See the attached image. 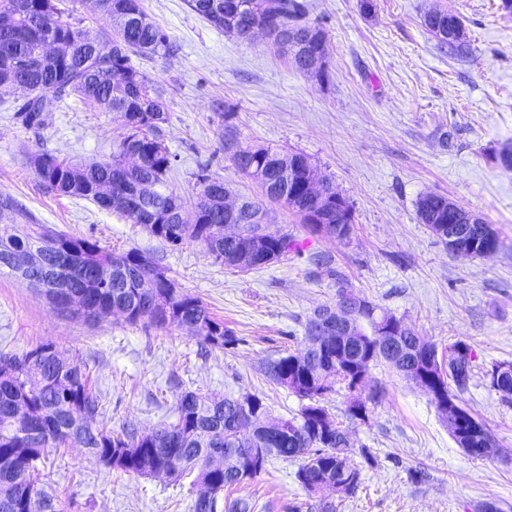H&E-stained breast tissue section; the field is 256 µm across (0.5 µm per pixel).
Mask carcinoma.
<instances>
[{"instance_id":"carcinoma-1","label":"carcinoma","mask_w":512,"mask_h":512,"mask_svg":"<svg viewBox=\"0 0 512 512\" xmlns=\"http://www.w3.org/2000/svg\"><path fill=\"white\" fill-rule=\"evenodd\" d=\"M189 9L214 27L249 41L258 31L284 29L296 36L288 48L293 67L309 72L315 56L328 58L330 53L326 34L303 19L304 5L299 0H187ZM112 12L127 18L126 36L112 42L107 56L96 54L87 33L70 20V15L58 7V0H0V15L12 17L10 29L0 27V88L20 86L31 99L20 106L17 115L28 128L42 129L50 118L44 110L34 108V101L53 97L63 101L76 95L87 106L105 112L124 110L126 122L120 136L118 151L107 161L75 164L65 158L44 153L48 167L36 174L48 190L62 196L87 200L104 208L97 196V187L112 182L117 171L122 179L112 189L111 211L132 224H140L148 232L172 247L186 243L201 245L215 262L229 269L237 268L234 245L224 239V206L213 200L224 190L219 178L199 176L201 190L195 203L200 210L196 224H184L178 211L185 200L169 188L168 178L174 156L159 135V125L166 120L165 103L146 79L130 65V53L154 54L172 51L168 35L148 17L142 0H112ZM448 54L464 58L470 46L464 41L454 44L448 30L461 26L451 12L441 13V21H424ZM52 35L73 46L67 58L48 60L40 52L46 35ZM138 149L144 157L135 168L122 169L124 155ZM224 153L235 169L255 181L261 195L247 198L246 208L239 212L238 221L246 232H267L269 248L275 259L300 251L292 235L271 227L268 203H277L300 217L314 234L329 236L334 224L353 223L352 206L332 208L320 213L315 198L302 193L300 182L309 159L294 153L295 173L292 181L284 183L277 177L276 165L281 163L282 151L268 146H242L226 126ZM137 192L141 207L130 211L120 204L125 192ZM417 216L422 224H445L456 236V242L472 250V256L482 257L500 245V233L495 225L479 218L471 224L464 214L448 211L444 196L426 194L417 202ZM51 237L67 254L66 276L71 293L81 297L85 311L82 317L98 322L112 316V308L128 311L126 322L142 323L158 329L189 327L204 345L226 349L236 346L232 332L224 322L213 317L195 296L177 288L170 278L154 279L142 265L144 255L136 250L116 252L88 237H74L49 231L41 224L0 225V271L9 268L10 254L31 248L42 238ZM112 267V282L100 286L95 273L99 266ZM157 293L166 299V306L153 307L148 295ZM393 314L375 304L356 318L359 336L363 339L362 361L344 373L327 358L320 364L303 370L295 367V354L267 362L264 367L270 380L302 378L307 371L305 388L295 392L300 398L314 399L329 392L338 384L354 388L371 366L384 360L386 339L378 335L379 325ZM472 350L462 341L448 345V370L443 372L448 399L461 403L455 390H463L471 373ZM244 401L266 410L263 401L252 394L215 401L195 392H184L177 400L176 420L154 438L145 437L137 429L126 426L119 431L94 426L101 414V400L94 393L86 373L67 364L52 342H43L21 354L0 353V512H24L18 507L24 490L38 496L41 512H61L58 499L39 487L37 464L50 448L75 446L85 450L103 465L123 472L152 477L159 472L174 482L186 477L192 484L206 487L208 496H198L193 512H218L219 497L226 488L245 484L238 476V464L217 471L212 469L211 448H262L260 475L272 459L300 461L295 478L304 489L319 479L328 468L349 483L348 492L360 484V470L348 458L351 448L349 433L337 426L330 445L323 449L319 469L306 468L301 456L305 448L313 447L312 430L318 415H327L319 404L305 405L299 415L286 419L288 427L279 438L270 439L260 429L248 430L237 420V410ZM468 425L480 428L483 437L463 444L473 457H489L496 443L485 425L464 410Z\"/></svg>"}]
</instances>
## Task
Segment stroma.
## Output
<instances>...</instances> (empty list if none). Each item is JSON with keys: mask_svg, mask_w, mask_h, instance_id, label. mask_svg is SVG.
Listing matches in <instances>:
<instances>
[{"mask_svg": "<svg viewBox=\"0 0 512 512\" xmlns=\"http://www.w3.org/2000/svg\"><path fill=\"white\" fill-rule=\"evenodd\" d=\"M308 21L330 43L329 78L296 71L265 36L242 41L191 12L186 0H143L168 35L173 54H131L130 63L162 93L160 133L175 155L169 184L193 199L198 175L223 179L254 195L253 182L224 153V128L242 145L308 156L350 203L349 239L315 236L299 217L270 204L275 228L302 250L247 272L215 263L201 246L173 248L143 226L91 202L47 191L29 163L50 152L85 164L108 157L124 131L119 114L78 98L49 99L51 123L24 127L14 117L23 90L0 89V193L33 223L137 250L199 297L238 343L203 347L188 328L156 329L114 317L100 323L60 314L33 288L0 273V351L22 354L42 342L91 378L102 397L98 426L138 432L172 421L181 393L222 398L253 394L270 417L295 415V394L265 375L268 361L299 351L313 311L336 302L337 281L390 310L438 350L470 345L471 379L460 399L491 431L495 455L459 448L429 397L388 363L371 371L379 394L360 421L347 414L349 393L323 396L329 416L351 436L350 460L361 471L354 493L332 496L335 512H475L483 502L512 512V399L491 384L495 365L512 364V12L501 0H303ZM433 10L457 15L470 46L450 56L424 26ZM434 193L495 224L498 250L459 257L417 218ZM331 255L333 274L307 255ZM299 463L277 459L222 503L252 498L255 512H321L317 496L295 478ZM42 488L63 512H192L196 490L109 469L83 449L51 450L38 465Z\"/></svg>", "mask_w": 512, "mask_h": 512, "instance_id": "obj_1", "label": "stroma"}]
</instances>
